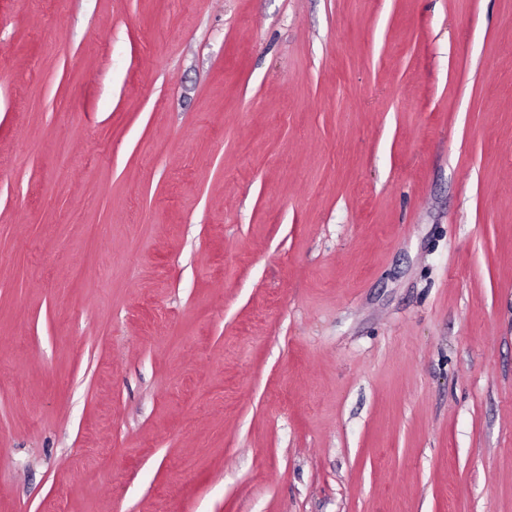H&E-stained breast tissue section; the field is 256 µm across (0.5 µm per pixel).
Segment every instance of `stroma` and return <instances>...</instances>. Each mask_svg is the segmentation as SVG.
I'll return each instance as SVG.
<instances>
[{
  "mask_svg": "<svg viewBox=\"0 0 512 512\" xmlns=\"http://www.w3.org/2000/svg\"><path fill=\"white\" fill-rule=\"evenodd\" d=\"M0 512H512V0H0Z\"/></svg>",
  "mask_w": 512,
  "mask_h": 512,
  "instance_id": "35a3bbf8",
  "label": "stroma"
}]
</instances>
